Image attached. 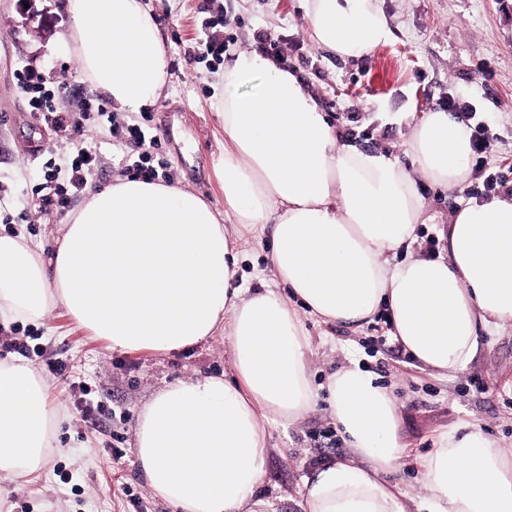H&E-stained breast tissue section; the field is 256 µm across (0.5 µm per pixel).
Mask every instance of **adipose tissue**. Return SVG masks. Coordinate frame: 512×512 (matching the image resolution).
<instances>
[{
  "label": "adipose tissue",
  "mask_w": 512,
  "mask_h": 512,
  "mask_svg": "<svg viewBox=\"0 0 512 512\" xmlns=\"http://www.w3.org/2000/svg\"><path fill=\"white\" fill-rule=\"evenodd\" d=\"M68 4L82 76L125 111L155 102L165 50L143 0ZM307 16L315 41L342 57L390 37L375 0H307ZM217 85L223 215L173 183L126 177L91 190L51 256L0 234V318L36 321L60 305L122 351L226 336L231 374L177 380L137 415V463L174 512H259L265 422L294 423L320 388L349 453L305 478L302 512H512V450L469 420L424 457L425 495L412 502L390 480L405 454L391 391L354 361L316 386L303 324L310 315L358 327L387 307L393 337L440 376L466 368L483 333L512 325V200L463 203L446 252L412 251L429 221L418 181L463 184L467 125L424 113L409 141L412 172L341 142L301 79L261 52L235 54ZM224 216L254 236L272 226V280L238 281ZM63 415L31 366L0 362V475L40 471Z\"/></svg>",
  "instance_id": "ef3b65f1"
}]
</instances>
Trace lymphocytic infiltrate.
<instances>
[{
	"instance_id": "lymphocytic-infiltrate-1",
	"label": "lymphocytic infiltrate",
	"mask_w": 512,
	"mask_h": 512,
	"mask_svg": "<svg viewBox=\"0 0 512 512\" xmlns=\"http://www.w3.org/2000/svg\"><path fill=\"white\" fill-rule=\"evenodd\" d=\"M70 79L66 71L55 83L43 80L24 66L16 71L17 86L34 119L61 138L75 143L67 153L50 155L44 163V180L36 188L44 205L61 212L72 207L91 182L99 164L95 146L78 142L77 137L87 125L109 114L107 102L100 98H89L78 106H70L65 96ZM111 137L113 147L122 156L137 153L133 168L140 177L150 181L158 178L159 171L152 159L162 148L159 139L147 137L136 123L113 125Z\"/></svg>"
}]
</instances>
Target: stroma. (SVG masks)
<instances>
[{
  "instance_id": "35a3bbf8",
  "label": "stroma",
  "mask_w": 512,
  "mask_h": 512,
  "mask_svg": "<svg viewBox=\"0 0 512 512\" xmlns=\"http://www.w3.org/2000/svg\"><path fill=\"white\" fill-rule=\"evenodd\" d=\"M67 0H0V222L1 232H24L33 243L53 249L67 217L41 204L34 188L38 165L69 145L30 116L16 85L21 65L56 81L61 70L72 79L66 95L76 103L96 90L79 72L65 36L72 26ZM167 50V84L143 114L132 119L146 136L162 141L161 160L170 182L202 195L224 209L219 166L224 126L214 84L223 66L200 62L197 41L202 23L221 17L233 35L229 53L253 49L258 37L277 39L295 70L343 140L380 152L412 167L411 130L421 113L446 110L449 101L468 103L470 126H482L492 150L470 155L464 184L445 191L422 181L418 189L428 214L450 223L460 203L486 194V175L512 181V0H377L391 30L390 40L362 58H342L310 36L305 0H146ZM107 121L85 131L100 164L94 185L127 176L113 155ZM28 220H19V213ZM314 341L315 383L357 358L378 383L391 389L398 407V434L407 452L393 479L402 491L419 493L422 461L437 436L459 420L480 424L502 447L512 448V326L486 335L472 364L451 378L422 370L400 350L383 314L353 329L306 321ZM28 347L24 357L48 384L51 397L66 408L56 426L43 469L34 475L0 478V512H172L152 496L133 454L136 415L165 384L195 374L229 371L226 337L218 336L182 352L123 353L78 327L63 307L43 323L17 328L0 324V361L18 360L7 335ZM59 363L60 371L49 368ZM100 406V427L85 422L75 405L78 387ZM270 447L261 492L268 512H301L303 480L318 466L346 454L325 397L294 424H266ZM72 475L59 485L57 468Z\"/></svg>"
}]
</instances>
